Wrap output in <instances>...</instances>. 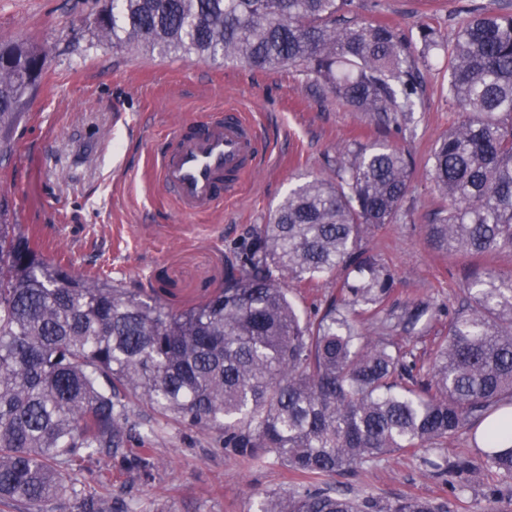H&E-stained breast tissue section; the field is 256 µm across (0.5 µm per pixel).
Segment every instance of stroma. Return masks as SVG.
Returning <instances> with one entry per match:
<instances>
[{"label": "stroma", "instance_id": "1", "mask_svg": "<svg viewBox=\"0 0 512 512\" xmlns=\"http://www.w3.org/2000/svg\"><path fill=\"white\" fill-rule=\"evenodd\" d=\"M483 0H354L360 21H386L407 36L427 24L454 36L456 12ZM109 0H0V49L25 42L45 49L36 97L12 125L14 150L0 157V198L9 223L34 235L49 258L75 272L105 271L114 285L147 287L157 270L173 283V309L199 304L224 281L228 263L257 225L297 185L321 172L325 154L353 138L374 139L361 113L309 88L289 68L252 70L233 62L138 49L113 52L96 43L86 22ZM423 111L410 115L415 135L412 218L369 234L364 246L395 276L393 301L429 302L419 336L397 340L420 361L448 333L460 290L474 263L444 258L425 241L438 205L425 161L457 120L448 102V63L423 69ZM246 113L270 145L236 195L202 216L181 214L152 162L176 128ZM129 420L149 434L155 466L143 476L132 464L95 456L77 472L82 494L133 512H255L259 492H286L296 480L271 455L245 462L224 448L223 432H200L147 405ZM356 497H447L450 512H512V477L483 469L470 488L451 492L447 477L425 469L418 454L386 455L335 478ZM502 493L489 503L488 490Z\"/></svg>", "mask_w": 512, "mask_h": 512}]
</instances>
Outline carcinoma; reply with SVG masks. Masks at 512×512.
Returning a JSON list of instances; mask_svg holds the SVG:
<instances>
[{
    "label": "carcinoma",
    "instance_id": "cac0c4a2",
    "mask_svg": "<svg viewBox=\"0 0 512 512\" xmlns=\"http://www.w3.org/2000/svg\"><path fill=\"white\" fill-rule=\"evenodd\" d=\"M353 3L112 0L94 30L116 52L292 67L401 135L424 103L421 67L445 57L459 119L428 159L440 203L427 241L441 256L512 251V13L476 6L452 40L428 25L415 40L358 20ZM42 70V49H0V123ZM413 168L410 152L381 141L326 155L328 177L291 190L224 287L186 311L168 305L163 272L147 289L76 273L5 223L0 207V503L46 512L77 498L82 460L127 458L128 410L141 403L190 429L222 430L229 453L273 455L302 478L292 491L257 494L256 512H449L445 498H355L328 479L386 453L421 452L428 471L460 478L462 490L478 467L430 454L462 431L481 466L512 476V446L491 437L512 423L479 430L512 405V273L484 269L467 282L424 367L393 333L417 330L429 304L387 307L394 275L362 247L372 229L411 217ZM339 268V299L301 318L291 289Z\"/></svg>",
    "mask_w": 512,
    "mask_h": 512
}]
</instances>
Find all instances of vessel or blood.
<instances>
[{
	"mask_svg": "<svg viewBox=\"0 0 512 512\" xmlns=\"http://www.w3.org/2000/svg\"><path fill=\"white\" fill-rule=\"evenodd\" d=\"M268 150L253 124L240 113L228 111L222 120L197 131L177 130L156 163L180 211L200 215L234 195Z\"/></svg>",
	"mask_w": 512,
	"mask_h": 512,
	"instance_id": "1",
	"label": "vessel or blood"
}]
</instances>
